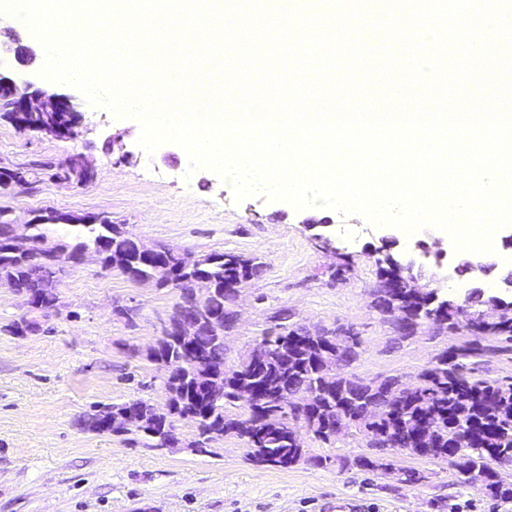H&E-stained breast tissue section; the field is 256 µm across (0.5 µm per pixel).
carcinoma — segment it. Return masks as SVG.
<instances>
[{
  "label": "carcinoma",
  "mask_w": 512,
  "mask_h": 512,
  "mask_svg": "<svg viewBox=\"0 0 512 512\" xmlns=\"http://www.w3.org/2000/svg\"><path fill=\"white\" fill-rule=\"evenodd\" d=\"M36 131H52L69 122L56 113H37L29 118ZM74 238L87 245L105 241L108 268L125 270L138 261V242L121 224L104 219L100 224H71ZM163 270L155 264L139 265L144 278L165 273L162 286L186 288V281L202 275L211 282L215 293L193 303L181 294L178 308L201 317L220 313L222 321L205 324L188 348L177 342L163 345L159 357L177 368V375L165 382V390L186 394L176 416L193 421L199 439L197 451L224 435H236L251 443V458L262 464L288 469L303 461L304 448L296 445L290 429L297 420L295 405L299 394L314 396L312 407L304 420L313 434L328 441L338 435L334 428L336 415L349 416L348 426L372 430L385 436V441L410 454L446 460L458 473H475L482 477L478 489L492 498L512 500V486L498 479L491 462L498 458L512 459V383L475 380L467 376L464 360L475 355L468 348L443 352L426 368L414 384L406 385L396 377L369 381L349 377L344 369L357 359L360 345L354 335L344 333L334 344L324 336L303 335L296 329L283 327L276 335L262 340L274 344L266 350L260 363L251 349L238 361L225 358L224 330L233 324L234 311L229 307L235 288L262 273V266L253 259L234 253H213L206 264L195 268L183 256L162 259ZM62 266L27 253L0 252V275L18 280L19 294L26 303L44 306L57 297L56 284ZM426 293L401 291L384 296L385 311L404 317L403 310L425 314L434 311ZM477 337L512 335V324L480 318L469 328ZM224 385V394L216 397L212 387L216 380ZM255 385L267 398L265 406L248 409V415H226L225 405L236 403L242 386ZM285 397V404L278 397ZM136 420L116 430L118 434L140 432L159 445L175 444L166 436L163 421L155 415L157 408L146 400H134Z\"/></svg>",
  "instance_id": "1"
}]
</instances>
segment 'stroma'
<instances>
[{
    "instance_id": "35a3bbf8",
    "label": "stroma",
    "mask_w": 512,
    "mask_h": 512,
    "mask_svg": "<svg viewBox=\"0 0 512 512\" xmlns=\"http://www.w3.org/2000/svg\"><path fill=\"white\" fill-rule=\"evenodd\" d=\"M29 38L15 15L0 13V75L28 78L17 51ZM52 89L79 105L72 137L23 133L0 119V166L29 172L27 184L0 195V209L9 211L18 234L35 213L53 209L106 217L146 245L194 258L231 251L261 263V275L242 286L233 305L237 320L224 336L230 362L277 331L283 309L296 327L354 329L359 355L348 373L366 381L414 382L438 354L470 344L467 329L438 330L425 322L399 334L378 303L379 268L370 250L385 234L397 241L394 255L421 268L423 290L465 300L473 275L463 270L462 253L446 231L431 226L409 235L357 214L299 210L262 195L235 201L218 175L205 179L191 170L179 145L146 152L134 119L91 106L74 86ZM76 156L92 162L93 181L57 179ZM325 219L330 252L315 238V224ZM57 293L58 312L46 314L0 282V512H324L337 496L359 501L364 512H512V501L465 484L447 461L368 447L355 427L329 442L302 432L308 455L323 462L288 469L252 461L245 440L234 435L217 438L207 451H190L197 431L187 420L175 422L174 448L146 447L140 435L83 429L79 419L98 405L141 398L166 406L167 371L148 352L180 292L131 281L91 255L66 268ZM123 306L135 307L134 320L120 314ZM24 318L37 322L38 331L14 334V323ZM482 344L484 353L468 358V366L482 377L512 380V342L488 336ZM361 457L381 465L357 466ZM402 468L419 472L420 481L401 482Z\"/></svg>"
}]
</instances>
